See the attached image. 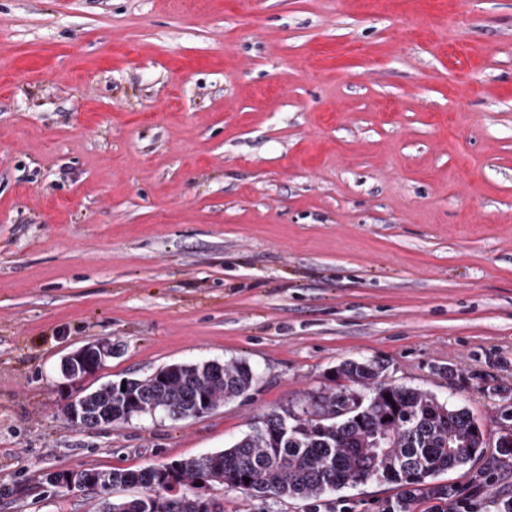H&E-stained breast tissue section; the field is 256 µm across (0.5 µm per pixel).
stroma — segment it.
Here are the masks:
<instances>
[{"instance_id": "stroma-1", "label": "stroma", "mask_w": 512, "mask_h": 512, "mask_svg": "<svg viewBox=\"0 0 512 512\" xmlns=\"http://www.w3.org/2000/svg\"><path fill=\"white\" fill-rule=\"evenodd\" d=\"M85 389L246 361L200 417L82 429ZM347 360L468 408L512 394V0H0V512H97L138 470L301 414ZM492 453L442 474L483 512ZM394 485L336 493L376 512ZM224 512H308L220 485ZM112 357V343L100 341L87 344L64 357L61 374L67 386L78 385L95 376L107 358Z\"/></svg>"}]
</instances>
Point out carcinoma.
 <instances>
[{
	"label": "carcinoma",
	"mask_w": 512,
	"mask_h": 512,
	"mask_svg": "<svg viewBox=\"0 0 512 512\" xmlns=\"http://www.w3.org/2000/svg\"><path fill=\"white\" fill-rule=\"evenodd\" d=\"M357 385H374L365 398L348 385L312 396L309 409L298 416L272 412L262 426L232 447L217 453L214 468L206 456L183 458L179 487L164 490L152 483L151 468L112 469L109 497H100L98 512H199L200 489L224 485L253 496L297 498L310 503L309 512L330 509L325 496L369 481L392 483L398 493L381 502L379 512H417L424 502L432 512H448L458 490L438 476L473 464L486 452L485 432L472 412L414 388L381 379V370L367 361L347 360L334 372ZM255 380L245 361L232 364H173L158 376L126 380L96 389L90 413L112 405V424L128 422L127 407L136 403L150 414L157 409L172 419L190 416L195 405L214 409L247 393ZM502 434L495 459L512 468V409L500 414ZM485 476L488 512H512ZM142 488L144 495L117 496L119 489Z\"/></svg>",
	"instance_id": "1"
}]
</instances>
